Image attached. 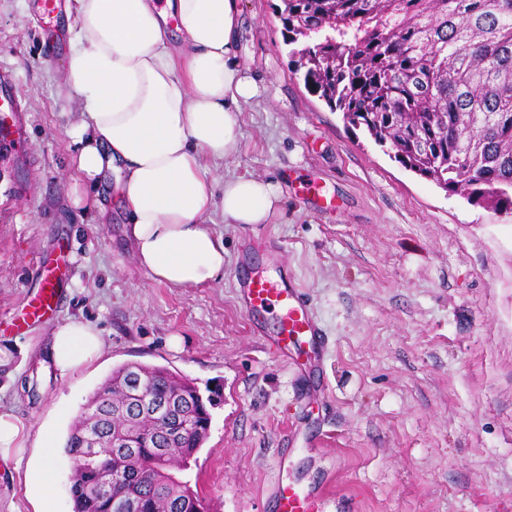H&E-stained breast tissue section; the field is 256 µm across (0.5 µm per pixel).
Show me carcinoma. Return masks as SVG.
Instances as JSON below:
<instances>
[{"label":"carcinoma","mask_w":512,"mask_h":512,"mask_svg":"<svg viewBox=\"0 0 512 512\" xmlns=\"http://www.w3.org/2000/svg\"><path fill=\"white\" fill-rule=\"evenodd\" d=\"M281 18L304 81L352 126L390 145L409 170L449 192L512 210V0H282ZM147 381L164 401L179 394L175 418L140 420L130 384ZM120 396L128 415L112 416ZM212 397L168 368L126 363L92 395L95 456L85 422L70 431L75 463L72 512H206L189 469L208 433ZM135 444L134 458L113 444Z\"/></svg>","instance_id":"1"}]
</instances>
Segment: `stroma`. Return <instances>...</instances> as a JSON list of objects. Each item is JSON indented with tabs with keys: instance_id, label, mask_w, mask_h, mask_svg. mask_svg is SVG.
I'll list each match as a JSON object with an SVG mask.
<instances>
[{
	"instance_id": "stroma-1",
	"label": "stroma",
	"mask_w": 512,
	"mask_h": 512,
	"mask_svg": "<svg viewBox=\"0 0 512 512\" xmlns=\"http://www.w3.org/2000/svg\"><path fill=\"white\" fill-rule=\"evenodd\" d=\"M0 0V67L28 112L0 145V412L56 441L55 512H72L65 443L116 367L164 366L214 388L207 439L183 477L207 512H273L279 483L328 482L352 512H512V211L471 202L404 168L304 83L280 0H241L237 53L259 86L238 144L208 179L280 183L266 224L216 222L224 274L172 288L143 270L115 180L78 179L68 128L83 103L66 81V10ZM59 261L63 302L14 326ZM285 269L323 331L317 358L270 343L281 316L242 307L239 267ZM96 324L92 364L60 375L58 323ZM34 446L0 457V512H38L24 475Z\"/></svg>"
}]
</instances>
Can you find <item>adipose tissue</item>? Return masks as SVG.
<instances>
[{
	"label": "adipose tissue",
	"mask_w": 512,
	"mask_h": 512,
	"mask_svg": "<svg viewBox=\"0 0 512 512\" xmlns=\"http://www.w3.org/2000/svg\"><path fill=\"white\" fill-rule=\"evenodd\" d=\"M66 78L85 115L68 134L73 166L91 181L123 167L119 200L139 265L175 288L207 284L224 272V240L214 211L228 224H264L280 205L279 184L243 174L223 189L205 161L231 155L237 114L258 92L240 66L235 38L240 0H72ZM178 18L181 47L168 38ZM103 353L94 325L70 320L53 332L50 360L59 373Z\"/></svg>",
	"instance_id": "1"
}]
</instances>
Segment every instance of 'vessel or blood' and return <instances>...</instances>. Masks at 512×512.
Returning a JSON list of instances; mask_svg holds the SVG:
<instances>
[{"label":"vessel or blood","instance_id":"b4317fda","mask_svg":"<svg viewBox=\"0 0 512 512\" xmlns=\"http://www.w3.org/2000/svg\"><path fill=\"white\" fill-rule=\"evenodd\" d=\"M0 101L5 102L14 120L9 127L0 129V142L13 143L25 131V112L18 100L16 79L11 70L0 71ZM243 300L252 314L268 310L284 313L281 328L272 339L281 353L303 350L312 353L321 344V330L314 319L310 303L301 288L285 278L265 279L244 271ZM61 301V290L54 270L42 269L40 288L30 301L29 319L39 320L52 315ZM329 496L325 491L300 487L293 483L279 485L276 491L277 512H326Z\"/></svg>","mask_w":512,"mask_h":512}]
</instances>
